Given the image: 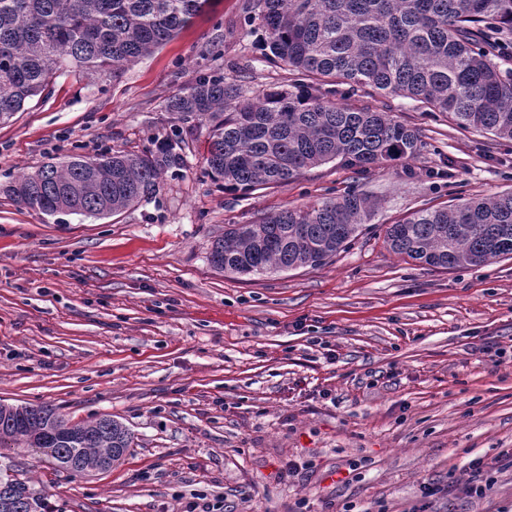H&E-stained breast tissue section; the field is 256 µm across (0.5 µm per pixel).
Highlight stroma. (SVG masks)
I'll use <instances>...</instances> for the list:
<instances>
[{
    "mask_svg": "<svg viewBox=\"0 0 512 512\" xmlns=\"http://www.w3.org/2000/svg\"><path fill=\"white\" fill-rule=\"evenodd\" d=\"M217 0L117 78H57L0 125V402L46 403L70 422L109 415L134 442L92 477L29 449L7 455L49 512H183L224 497L237 512H512V258L429 268L390 253L387 225L430 206L512 189V142L385 94L341 105L392 112L422 133L417 158L359 173L327 164L288 187L225 189L195 128L179 170L116 215L18 204L22 175L68 155L141 152L177 127L164 105L200 74L247 89L293 85ZM358 187L375 216L320 267L236 276L209 261L225 225ZM483 456L493 482L463 488ZM312 461L297 476L286 462Z\"/></svg>",
    "mask_w": 512,
    "mask_h": 512,
    "instance_id": "35a3bbf8",
    "label": "stroma"
}]
</instances>
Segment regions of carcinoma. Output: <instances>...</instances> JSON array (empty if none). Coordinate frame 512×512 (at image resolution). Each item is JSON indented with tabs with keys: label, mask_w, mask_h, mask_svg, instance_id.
Returning a JSON list of instances; mask_svg holds the SVG:
<instances>
[{
	"label": "carcinoma",
	"mask_w": 512,
	"mask_h": 512,
	"mask_svg": "<svg viewBox=\"0 0 512 512\" xmlns=\"http://www.w3.org/2000/svg\"><path fill=\"white\" fill-rule=\"evenodd\" d=\"M212 0H0V124L65 73L117 77L166 45ZM265 58L294 72L292 90L274 85L246 96L243 84L199 76L165 110L187 125L144 153L70 156L20 178L11 192L25 208L107 216L152 196L183 163L185 132L206 125L207 172L245 192L286 187L329 163L357 172L416 158L421 131L389 112L350 108L324 85L385 93L445 112L462 128L512 141V0H250ZM371 196L355 187L335 197L231 224L210 261L240 276L316 267L363 231ZM389 250L440 269L512 255V190L425 208L385 230ZM133 444L110 416L72 424L50 404L0 403V449L32 448L71 477L106 471ZM45 494L0 471V512H43Z\"/></svg>",
	"instance_id": "1"
}]
</instances>
